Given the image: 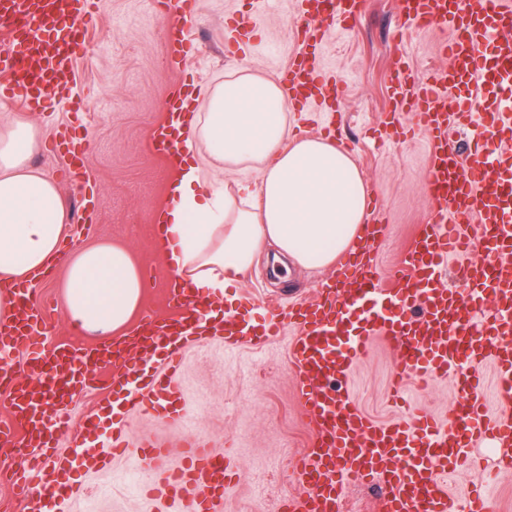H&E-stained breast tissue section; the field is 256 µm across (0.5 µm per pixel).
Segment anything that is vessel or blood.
Here are the masks:
<instances>
[{"label": "vessel or blood", "mask_w": 512, "mask_h": 512, "mask_svg": "<svg viewBox=\"0 0 512 512\" xmlns=\"http://www.w3.org/2000/svg\"><path fill=\"white\" fill-rule=\"evenodd\" d=\"M306 15L302 49L283 75L291 99L319 95L336 98L337 82L327 79L320 62L325 21L354 16L358 0H302ZM95 0H0V102L24 111H50L59 100L70 111L81 99L63 83L73 51L86 41ZM402 12L423 29L450 31L442 51L445 65L424 78L398 79L395 104L414 102L415 117L429 144L425 188L431 198L426 224L413 236L389 281L377 276L369 244L385 230L380 221L367 225L364 246L354 248L333 282L311 298L290 304L268 321L253 322L246 308L225 310L224 346L247 337L261 348L285 329L296 331L293 371L299 382L302 411L311 437L296 474L305 485L291 495L283 512H341L343 474L381 485L377 512H490L481 481L452 490L450 480L470 459V450L495 443L500 464L512 468V0H402ZM159 14L175 54L186 56L193 28L178 0H161ZM469 90L468 99L454 94ZM471 128L472 146L460 155L448 138L451 129ZM56 147L69 155L73 179H80L85 146L61 134ZM463 257L458 283H445L449 256ZM171 287L172 312L146 315L142 342L162 341L167 374L155 395L135 397L148 414H178L183 389L176 379L187 337L198 335L210 316L188 307L173 273L163 275ZM12 292L22 318L0 324V386L10 394L11 411L0 422V445L25 449L13 471L25 512H53L56 501L72 492L74 464L100 468L102 455L80 461L57 455L53 434L76 429L93 433V415L72 425L65 397L50 413L26 384L11 374L17 352L37 369L43 384L67 390L103 391L95 367L126 370L128 360L115 342L68 350L46 349L41 335L49 324L46 307L28 284ZM397 353L396 376L424 369L436 374L456 370L466 394L441 421L413 416L393 424L373 421L336 388L349 367L367 350L372 337ZM494 362L496 392L487 396L482 377L470 366ZM186 462L167 475L162 493H195L194 512H217L224 485L236 472L204 442H188Z\"/></svg>", "instance_id": "obj_1"}]
</instances>
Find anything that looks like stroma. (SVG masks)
<instances>
[{"label": "stroma", "mask_w": 512, "mask_h": 512, "mask_svg": "<svg viewBox=\"0 0 512 512\" xmlns=\"http://www.w3.org/2000/svg\"><path fill=\"white\" fill-rule=\"evenodd\" d=\"M194 18V42L181 64L168 55V39L155 0H97L88 24L87 47L78 51L67 75L84 102L74 114L55 107L40 117L45 142L34 165L54 178L70 215L89 209L88 223L73 227L71 246L98 241L129 245L147 269L161 266L153 247L154 216L163 204L170 181L165 158L152 149L151 135L165 120L162 109L174 85L195 82L207 86L224 73L248 65L278 76L300 49L299 0H188ZM245 19L255 31L252 41L237 46L228 41L229 17ZM445 32L408 29L400 0H359L354 18L334 20L323 28L321 63L343 82L332 104L312 101L293 107L292 130L299 137L333 134L335 143L357 163L372 205L386 228L373 250L377 273L386 277L397 267L411 237L424 224L430 199L424 189L428 162L426 135L414 123L413 107L401 116L402 134L377 147L366 135L391 107L398 70L423 75L439 65V45ZM72 126L90 142L83 170L91 184L80 194L66 175V158L53 151L58 126ZM272 246H264L254 265L225 290L228 307L248 302L251 317L260 322L277 303L314 295L334 269L285 271L276 264ZM54 308V320L41 340L46 348L85 345L63 312L57 277L39 286ZM296 333L288 329L262 350L240 345L229 352L216 340L187 346L178 371L186 390L182 417L160 419L129 410L101 424L125 427L130 447L117 449L109 468L78 469L72 475L77 496L65 500L59 512H192L191 497L171 499L151 493L184 462L190 435L204 440L216 455H230L243 464L237 479L224 488L220 512H279L283 494L300 489L294 475L296 459L306 447L310 428L297 398L290 369ZM396 354L381 339H373L366 356L350 367L340 383L342 392L371 419L386 423L417 409L444 419L459 387L452 378L422 383L410 378L411 407L391 401ZM149 437L166 447L164 458L137 476L129 474L132 444Z\"/></svg>", "instance_id": "35a3bbf8"}]
</instances>
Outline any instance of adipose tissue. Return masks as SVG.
Wrapping results in <instances>:
<instances>
[{"instance_id":"ef3b65f1","label":"adipose tissue","mask_w":512,"mask_h":512,"mask_svg":"<svg viewBox=\"0 0 512 512\" xmlns=\"http://www.w3.org/2000/svg\"><path fill=\"white\" fill-rule=\"evenodd\" d=\"M291 112L278 82L246 65L208 85L203 104L186 105L174 124L188 153L173 167L154 247L214 313L264 244L293 265L327 269L367 217L369 196L351 155L321 138L292 137ZM42 139L29 114L0 113V281L61 268L71 326L90 336L125 335L144 305V270L122 244L61 251L68 226L60 188L31 164ZM201 148L219 168L259 171V206L215 188L196 162Z\"/></svg>"}]
</instances>
